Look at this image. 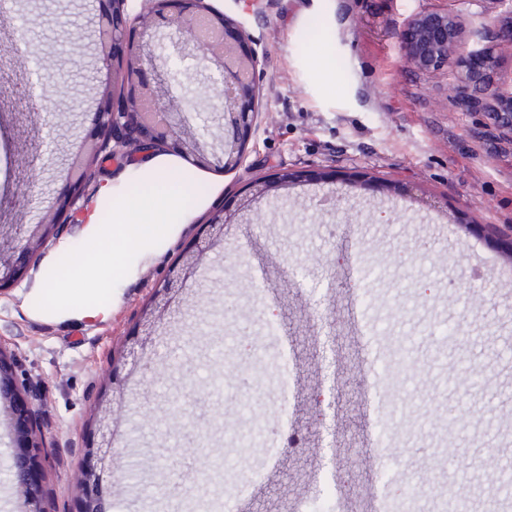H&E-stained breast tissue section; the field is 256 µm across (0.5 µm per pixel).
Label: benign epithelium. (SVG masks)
<instances>
[{"label":"benign epithelium","mask_w":512,"mask_h":512,"mask_svg":"<svg viewBox=\"0 0 512 512\" xmlns=\"http://www.w3.org/2000/svg\"><path fill=\"white\" fill-rule=\"evenodd\" d=\"M147 2L149 11L137 32L130 36L123 25L126 0H107L109 7L102 13V23L111 30L110 49L99 55V61L105 70L112 71V83L120 84L131 96L150 97L163 112L180 116L194 111V105L186 98L178 104L173 101L167 80V58L156 53L157 47L166 40L172 54L192 60L201 57L209 63V78L221 86L213 109L224 113L228 135L224 137L221 151L215 152L201 137L187 133L183 121L144 122L127 109L126 99L116 101L114 93L109 91L94 113L96 130L90 137L101 138L105 144L120 148L134 135L145 146L153 148L161 144L196 160L212 157L220 163L240 162L255 121L257 104L253 80L256 59L248 48L245 31L229 21L224 22L220 30L230 55L212 53L202 57L196 31L188 23L190 16L203 11L202 0ZM465 31V20L452 12H417L403 22L402 49L423 71L450 68L458 80L455 103L467 112L482 113L493 119L487 128L509 135L512 133V75L492 78L494 60L484 49L476 55L469 51L451 58L450 51L462 45ZM477 33L483 38L512 40V27L498 29L493 21L481 25ZM60 229L59 224H0V288L18 282L31 257L55 239ZM208 229L209 240L184 249L180 271L169 275L155 292L139 332L130 336V357H137L141 345L155 332L157 313L170 308L188 277L197 272L209 241L224 236V211L211 216ZM0 399L10 407L11 424L19 444L13 455L14 479L27 498L30 512H43L38 415L25 390L16 384L10 365L1 357ZM96 432L101 434V441L88 446L78 479V512H106L101 485L103 463L114 436L111 410H101Z\"/></svg>","instance_id":"7a95c632"}]
</instances>
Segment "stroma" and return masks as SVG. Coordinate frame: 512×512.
Segmentation results:
<instances>
[{"mask_svg":"<svg viewBox=\"0 0 512 512\" xmlns=\"http://www.w3.org/2000/svg\"><path fill=\"white\" fill-rule=\"evenodd\" d=\"M240 24L258 58L257 120L243 162L177 157L170 190L190 185L196 217L151 264L137 267L112 307L71 287L61 318L42 295L66 245L72 277L111 263L89 224L66 223L0 291V347L17 381L36 389L46 425L44 512H74L77 475L93 437L111 362L154 289L217 211L231 220L129 374L117 408L105 500L124 512H210L211 485L186 462L212 466L230 512H302L325 492L336 512H380L384 490L414 489L425 512L460 484L468 512H512L494 501L488 457L512 461V269L504 250L472 232L512 225V150L474 136L479 117L455 109L447 68L420 70L400 47L402 21L452 10L507 25L493 0H204ZM96 0H17L0 17V221L37 224L56 200L112 222L110 187L146 191L126 155L78 190L72 146L93 129L105 72L95 56ZM328 57L327 83L316 67ZM173 92L195 101L191 129L221 136L214 87L198 66L170 65ZM48 85L27 97L35 74ZM274 173L295 183L238 210L246 185ZM277 315L268 330L265 312ZM412 348L409 396L392 393L394 366L376 359L397 338ZM292 359L280 401L281 355ZM479 375L478 388L452 381ZM393 415L387 436L378 405ZM16 437L0 413V512H22L9 467Z\"/></svg>","mask_w":512,"mask_h":512,"instance_id":"35a3bbf8","label":"stroma"}]
</instances>
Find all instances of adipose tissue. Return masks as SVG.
<instances>
[{
  "instance_id": "ef3b65f1",
  "label": "adipose tissue",
  "mask_w": 512,
  "mask_h": 512,
  "mask_svg": "<svg viewBox=\"0 0 512 512\" xmlns=\"http://www.w3.org/2000/svg\"><path fill=\"white\" fill-rule=\"evenodd\" d=\"M167 168V163L158 157L145 155L136 176L148 184V192H113L111 230L96 228L91 233L95 247L111 252L112 266L92 270L89 277L99 282H115L113 303L121 301L118 282L127 278L135 265L150 263L193 218L192 209L184 203L192 195V187H184L177 194L170 192L164 182Z\"/></svg>"
}]
</instances>
